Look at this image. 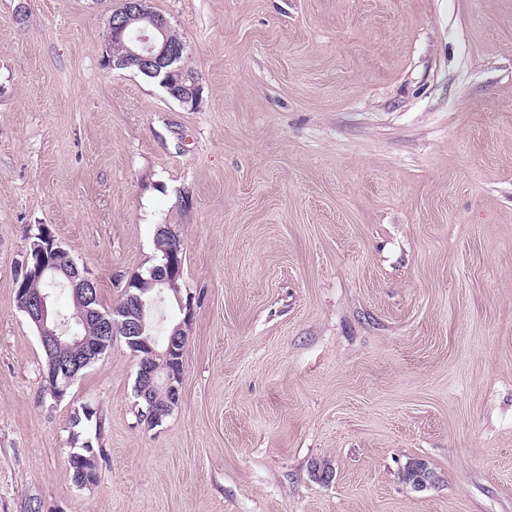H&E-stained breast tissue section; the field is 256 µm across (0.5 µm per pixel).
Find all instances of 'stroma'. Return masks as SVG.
I'll list each match as a JSON object with an SVG mask.
<instances>
[{
	"label": "stroma",
	"mask_w": 512,
	"mask_h": 512,
	"mask_svg": "<svg viewBox=\"0 0 512 512\" xmlns=\"http://www.w3.org/2000/svg\"><path fill=\"white\" fill-rule=\"evenodd\" d=\"M151 4L196 106L109 65L115 0H0V512H512V0ZM40 224L107 308L179 235L160 425L118 336L42 403L14 288ZM71 425L73 428L72 441L78 445V447L75 446V448H93L99 452L100 456L104 454V448L95 446V442L91 437H82L84 430L87 427L94 425L96 431L94 440L97 444V439L99 438L104 425V417L102 411H99L97 408L92 407L91 405H83L80 407L79 412H75L71 417ZM98 457L95 452H90L87 455L73 453L69 456V461L81 474V478L78 481L79 474L69 463L71 479L75 484L77 483L80 487H87L94 485L98 481Z\"/></svg>",
	"instance_id": "stroma-1"
}]
</instances>
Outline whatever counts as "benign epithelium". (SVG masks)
I'll return each mask as SVG.
<instances>
[{
  "instance_id": "obj_1",
  "label": "benign epithelium",
  "mask_w": 512,
  "mask_h": 512,
  "mask_svg": "<svg viewBox=\"0 0 512 512\" xmlns=\"http://www.w3.org/2000/svg\"><path fill=\"white\" fill-rule=\"evenodd\" d=\"M133 17L145 21V25L129 37L127 28ZM109 30V37L114 41L122 43L124 38H129L124 53L112 55V68L124 69L135 64L148 74L161 75L162 85L176 100L194 105L197 95L175 90L168 83L169 77L181 72L179 62L186 51V45L171 39L168 21L154 12L150 0H117L109 20ZM40 228L38 239L27 242L19 260L21 280L54 279L60 274L64 275L67 287L72 290L74 302L84 310L83 319L98 323L104 336L131 337L130 348L141 357L139 392L145 395L162 388L167 391L170 401L178 402L184 375L182 355L186 351L185 341L193 319V302L191 297L185 298L182 295L183 267L175 259V254L165 255V261L159 265L160 274L155 278L158 289L150 299L145 300L141 295L130 292L138 282L139 275L135 274L125 284V305L113 309L109 317L90 307L96 282L88 276L86 269L74 261L69 262L65 268L61 267L56 259V255L62 251L60 243L47 225L42 224ZM14 288L18 308L35 325L45 351H63L72 346L85 347L83 356L79 358L48 360L42 373V393L57 403L65 397L69 383L76 378L87 359L97 355L99 347L85 344L84 339L78 336L67 335V331L56 322L48 326V321L53 319L50 295L33 297L18 284ZM169 298L174 300L183 317L173 327L168 342L159 346L152 336L146 334L145 318ZM69 461L81 474L78 486H92L98 481L99 461L96 453H73Z\"/></svg>"
}]
</instances>
